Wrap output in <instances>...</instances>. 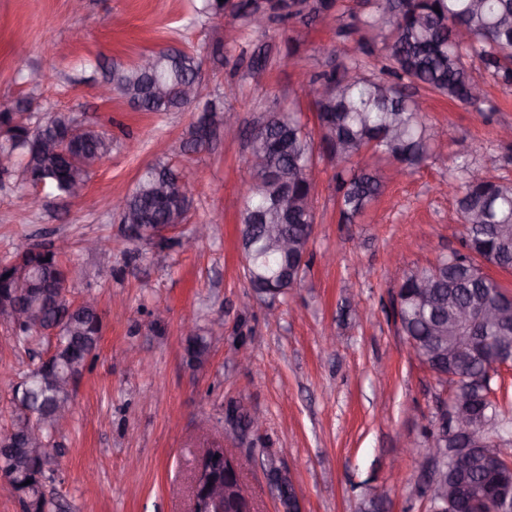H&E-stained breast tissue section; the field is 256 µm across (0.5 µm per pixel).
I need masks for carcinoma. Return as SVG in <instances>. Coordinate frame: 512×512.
<instances>
[{
	"instance_id": "1",
	"label": "carcinoma",
	"mask_w": 512,
	"mask_h": 512,
	"mask_svg": "<svg viewBox=\"0 0 512 512\" xmlns=\"http://www.w3.org/2000/svg\"><path fill=\"white\" fill-rule=\"evenodd\" d=\"M373 12L358 15L340 0H239L236 16L251 23V13L263 8L268 20L286 28L293 21L306 22L334 9L349 14L351 32L360 34L367 45L382 44V76L367 78L359 73L361 64L352 61L311 76L313 106L319 128V144L305 132L302 113L291 109L269 114L263 165L249 170L240 217V239L249 257L244 275L254 290L278 288L289 293L290 282L282 279L279 255L269 251V234L280 228L296 239L299 248L309 247L305 225L315 221L311 168L315 151L328 161H336V203L339 221L354 224L381 194L379 165L387 161L404 170H413L425 162L438 147L439 132L428 123L427 115L409 88L422 87L450 102L478 103L483 95H474L479 83L472 65L480 63L491 75L512 84V0H371ZM439 11H434V8ZM153 69L143 71L136 64L114 63L105 81L112 91L144 112L165 114L187 105L175 89L202 83L200 53L165 49L154 53ZM162 83L174 92L158 98L154 88ZM31 91L10 105L0 106V174L9 172L14 157L24 159L23 172L28 181L40 183L60 196H75L76 181L87 184L92 170L87 161L102 160L112 151V137L104 130L78 121L68 112H55L39 136L30 126L39 120L34 114V91L39 81L29 82ZM225 111L224 102L209 101L203 115L194 124L184 149L199 152L207 142L201 135L209 117ZM76 131L75 140L64 152L48 153L46 138ZM369 153L372 164L356 169L346 165ZM460 183L455 186L463 232L461 249L441 256L428 267L405 275L399 284L398 321L405 336L417 341L415 355L420 362L450 378L481 373L482 362L460 366L443 354L448 340L433 342L441 336L440 327L448 325L460 307L497 303L507 299L501 286L480 267L477 257L487 254L497 264L512 268V182L475 177L476 170L464 163L459 167ZM128 210L140 216L142 224H181L190 211L192 200L183 178L167 163L144 169L135 188L123 197ZM68 268L57 254L40 264L32 263L28 250L18 259L0 265V287L11 288L17 298L28 303L35 321L11 327L21 344L44 336V330L60 326L56 333L55 353L34 369L25 390L13 391L12 425L19 426L33 417L52 415L60 404L72 400L69 391L56 384L58 374L72 366H86L101 338L102 321L95 308L81 307L59 324L58 311L28 288L38 282L47 288H59L67 282ZM185 353L189 361L203 365L209 356L207 338L195 330L186 337ZM512 444V437H501L485 448H459L460 460L448 458V476L459 463L466 465L465 482L483 491L491 479L512 481V461L499 450ZM6 458L26 461L14 471L0 466L4 477L22 503L23 512H54L55 502L46 497L43 486L49 450L28 448L22 444L10 448Z\"/></svg>"
}]
</instances>
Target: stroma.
<instances>
[{"label":"stroma","mask_w":512,"mask_h":512,"mask_svg":"<svg viewBox=\"0 0 512 512\" xmlns=\"http://www.w3.org/2000/svg\"><path fill=\"white\" fill-rule=\"evenodd\" d=\"M199 0H0V103L26 87L21 75H51L37 92L41 109L72 113L112 135V151L79 198L42 190L31 209L19 176L0 185V263L27 245L65 242L61 262L72 270L71 300L95 295L102 333L74 393L73 409L50 449L45 483L58 512H188L196 457L227 449L257 512H284L270 470L294 485L300 512H358L377 491L383 512H427L419 467L407 444L425 451V426L448 393L413 354L394 318L397 284L410 271L460 249V218L448 184L468 162L488 177L512 181V85L483 67L486 100L462 105L417 89L443 132L440 154L411 173L382 172L383 192L357 223L339 221L336 167L316 159L318 187L309 264L290 296L268 319L245 279L237 248L238 190L247 178V133L278 108L310 112L297 72L313 74L360 60L379 74V54H365L358 36L343 37L345 19L320 15L286 37L239 26L228 36L224 16L204 17ZM25 44L24 58L12 53ZM197 48L204 79L200 102L225 98L238 131L214 121L205 150L184 151L199 109L157 116L124 99L101 98L112 62L130 64L166 47ZM263 49L268 64L250 74L242 51ZM164 162L184 176L193 207L166 242L127 239L112 197L131 190L148 165ZM212 224L190 251L176 240ZM106 238L112 250H87ZM196 317L210 335L207 362L189 367L182 331ZM47 345L18 344L0 324V429L12 419V383ZM259 414L245 432L228 416Z\"/></svg>","instance_id":"1"}]
</instances>
